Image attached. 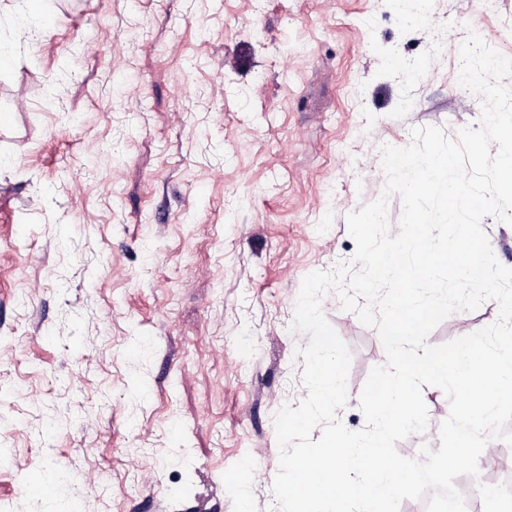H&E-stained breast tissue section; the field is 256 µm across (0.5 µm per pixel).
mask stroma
Listing matches in <instances>:
<instances>
[{"instance_id": "1", "label": "stroma", "mask_w": 512, "mask_h": 512, "mask_svg": "<svg viewBox=\"0 0 512 512\" xmlns=\"http://www.w3.org/2000/svg\"><path fill=\"white\" fill-rule=\"evenodd\" d=\"M0 0V512H276L274 417L307 395L304 277L351 259L380 148L477 122L450 36L512 57V0ZM348 402L374 328L322 298ZM452 313L442 345L493 324ZM439 437L449 402L423 389ZM80 477L74 496L56 480Z\"/></svg>"}]
</instances>
